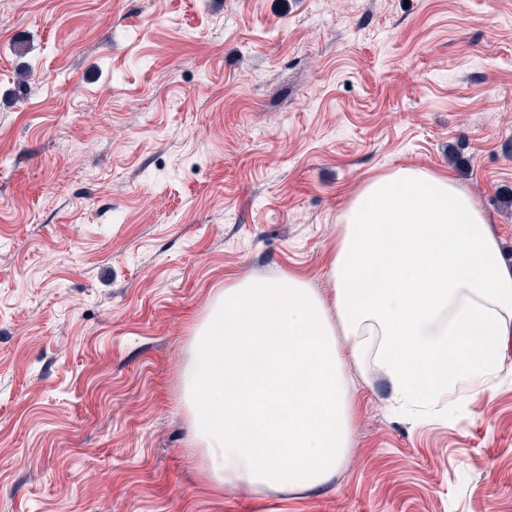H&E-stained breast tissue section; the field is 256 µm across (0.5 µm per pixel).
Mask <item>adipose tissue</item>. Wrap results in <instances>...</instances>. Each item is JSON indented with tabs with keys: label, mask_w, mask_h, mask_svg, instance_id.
Returning <instances> with one entry per match:
<instances>
[{
	"label": "adipose tissue",
	"mask_w": 512,
	"mask_h": 512,
	"mask_svg": "<svg viewBox=\"0 0 512 512\" xmlns=\"http://www.w3.org/2000/svg\"><path fill=\"white\" fill-rule=\"evenodd\" d=\"M332 298L299 275L225 286L181 368L191 443L218 487L302 493L351 447L348 366H380L417 409L489 387L512 338V263L448 176L403 167L342 216Z\"/></svg>",
	"instance_id": "adipose-tissue-1"
}]
</instances>
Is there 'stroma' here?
<instances>
[{
  "mask_svg": "<svg viewBox=\"0 0 512 512\" xmlns=\"http://www.w3.org/2000/svg\"><path fill=\"white\" fill-rule=\"evenodd\" d=\"M410 166L512 259V0H0V512H512V343L414 419L353 370L351 451L301 495L190 444L225 285L330 295L347 205Z\"/></svg>",
  "mask_w": 512,
  "mask_h": 512,
  "instance_id": "stroma-1",
  "label": "stroma"
}]
</instances>
